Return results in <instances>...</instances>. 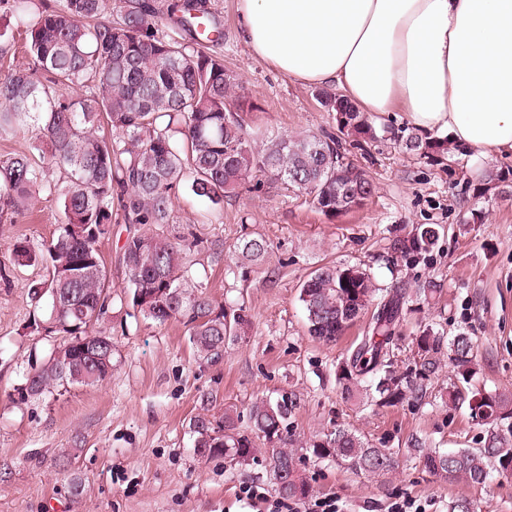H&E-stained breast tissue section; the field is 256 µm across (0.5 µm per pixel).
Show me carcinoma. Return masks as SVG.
Here are the masks:
<instances>
[{
    "label": "carcinoma",
    "mask_w": 512,
    "mask_h": 512,
    "mask_svg": "<svg viewBox=\"0 0 512 512\" xmlns=\"http://www.w3.org/2000/svg\"><path fill=\"white\" fill-rule=\"evenodd\" d=\"M105 0H47L25 21L28 66L0 78V132L23 119L35 134L26 152L0 158V219L32 199L38 188L56 199L62 213L58 235L42 247L13 245L15 260L31 266L49 263L48 278L29 287L31 298L50 300V316L33 322L49 333L70 336L47 363L28 375V389L41 394L57 385H89L112 371V336L102 326L109 295L104 261L97 247L112 226L119 205L129 231L120 263L127 276L132 307L164 325L183 318L199 352L219 357L225 342L244 336L249 321L230 315L203 294L185 287L187 251L197 240L170 238L155 230L169 223L173 196L186 182L194 195L215 205L254 173L268 174L310 196L327 217L363 207L375 188L367 173L337 148L332 133L276 137L255 150L243 135L245 96L224 59L164 34L155 22L156 0H118L110 20L100 19ZM171 12L193 39L221 37L212 25L207 0H177ZM328 112L342 110L339 132L357 147L378 138L371 116L334 89L317 94ZM408 151L438 161L453 153L445 138L415 131L395 135ZM59 178H47L49 171ZM440 231L421 224L389 240L402 259L425 255ZM238 258L259 261L268 252L264 239H245ZM441 291L435 280L415 288L396 287L379 297L361 342L336 366L342 397L360 407L389 408L404 402L430 403L425 380L448 360L452 378L448 401L468 405L485 429L481 446L445 451L411 438L409 447L441 480L463 479L482 486L495 475H512V395L468 391L479 373L470 336L448 338L426 325L415 338L414 362L398 366L394 331L403 316ZM375 293L358 266L324 265L301 284L299 301L310 336L335 343L361 317ZM301 395L288 391L248 408L240 430L230 410L213 425L193 421L199 454L222 455L241 465L262 458L283 499L310 492L296 461L298 453L367 476H383L397 465L398 451L370 444L353 428L335 424L305 446L288 447L290 420Z\"/></svg>",
    "instance_id": "obj_1"
}]
</instances>
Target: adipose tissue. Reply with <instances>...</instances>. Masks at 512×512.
I'll list each match as a JSON object with an SVG mask.
<instances>
[{
    "instance_id": "obj_1",
    "label": "adipose tissue",
    "mask_w": 512,
    "mask_h": 512,
    "mask_svg": "<svg viewBox=\"0 0 512 512\" xmlns=\"http://www.w3.org/2000/svg\"><path fill=\"white\" fill-rule=\"evenodd\" d=\"M252 53L485 160L512 152V0H239Z\"/></svg>"
}]
</instances>
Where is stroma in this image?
<instances>
[{
	"instance_id": "35a3bbf8",
	"label": "stroma",
	"mask_w": 512,
	"mask_h": 512,
	"mask_svg": "<svg viewBox=\"0 0 512 512\" xmlns=\"http://www.w3.org/2000/svg\"><path fill=\"white\" fill-rule=\"evenodd\" d=\"M208 5L223 31L209 50L240 78L255 106L243 115L252 148L285 134L336 132L316 87L251 53L240 35L238 0ZM374 122L381 134L364 149L342 140L347 158L375 185L367 204L348 214L327 217L306 194L264 176L247 179L218 206L180 188L165 232L198 241L189 284L213 303L243 309L251 321L248 334L226 342L218 359L197 354L182 322L160 326L133 310L117 260L126 226L117 222L98 243L110 285L104 320L112 333L111 375L30 394L27 375L64 338L33 329L34 318H48L50 308L32 302L28 287L46 277L47 267L17 265L12 249L20 240L49 243L61 214L40 192L31 209L0 221V512H256L239 490L254 483L274 491L270 473L259 462L199 455L192 423L198 416L221 421L225 408L243 413L256 397L289 390L302 397L291 426L296 442L342 423L372 444L402 451L399 468L378 478L302 459L311 499H337L343 512H387L390 503L410 498L427 512H446L450 499L465 494L479 512H512V477L494 478L486 488L446 483L404 453L415 434L440 448L477 446L483 429L467 406L438 398L371 412L342 399L336 363L360 342L370 315L331 345L307 333L299 288L320 266L362 267L380 289L433 279L441 293L395 330L399 364L411 360L421 325L462 331L480 364L474 388L512 392V196L496 188L473 199L477 176L511 171L512 154L478 165L457 152L433 163L390 140L388 129L408 126L403 113H380ZM475 206L482 211L478 223ZM420 224L438 225L435 247L417 261L395 259L389 233ZM249 238L267 241L264 260L235 259V246Z\"/></svg>"
}]
</instances>
